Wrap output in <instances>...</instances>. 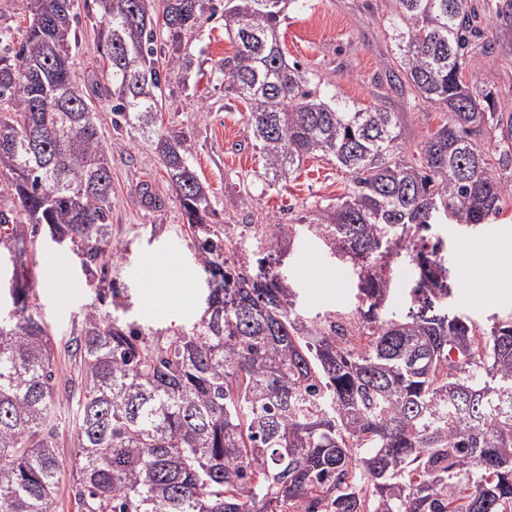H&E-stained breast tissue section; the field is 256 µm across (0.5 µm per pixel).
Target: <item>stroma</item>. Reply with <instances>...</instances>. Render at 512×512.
Returning <instances> with one entry per match:
<instances>
[{
	"mask_svg": "<svg viewBox=\"0 0 512 512\" xmlns=\"http://www.w3.org/2000/svg\"><path fill=\"white\" fill-rule=\"evenodd\" d=\"M79 44L72 74L84 91L102 79L96 48L99 11L94 0H76ZM394 0H305L290 6L281 24L282 44L289 60L301 64L312 83L337 101L359 108L378 106L402 115L404 143L424 139L442 120L439 109L413 95L390 90L386 77L395 56L390 20ZM487 36L495 41L492 57L472 59L462 78L494 87L502 98L512 97V26L483 20ZM233 43L224 32L221 13L205 11L196 34L185 40L182 52L192 61L188 76H173L165 90V126L182 133L190 158L209 187L215 223L228 239L249 234L251 225L291 223L311 216L316 207L335 203L349 186V176L335 162L308 159L298 177L268 188L260 145L247 128L246 103L228 93L220 72ZM99 129L110 147L112 165V240L126 253L113 265L110 277L125 284L131 295L127 318L143 320L163 331L192 323L203 313L199 289L191 300L146 314L141 297L140 271L146 259L176 254L188 270L196 264L189 250L188 227L152 141L120 136L112 128V103L94 98ZM149 185L155 207L145 206L142 185ZM249 207H238L243 195ZM448 257L460 262L467 249L487 243L502 246L503 263L512 262V202L488 224L483 234L460 238L455 225L444 228ZM35 258L37 304L52 337L55 352V387L58 402L52 421L56 445L63 461H70L77 445L78 405L84 399L82 360L75 339L82 333L83 311L94 298L86 288V275L72 255L48 239H39ZM288 282L297 294V309L312 318L331 311L355 309L354 285L342 262L324 243L306 235L297 240L285 259ZM452 306L478 322L492 314L512 310V279L493 281L489 265L474 264L460 273L451 297Z\"/></svg>",
	"mask_w": 512,
	"mask_h": 512,
	"instance_id": "35a3bbf8",
	"label": "stroma"
}]
</instances>
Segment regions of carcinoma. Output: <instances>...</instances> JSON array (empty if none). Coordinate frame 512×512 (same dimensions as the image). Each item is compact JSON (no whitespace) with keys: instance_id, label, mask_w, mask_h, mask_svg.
<instances>
[{"instance_id":"1","label":"carcinoma","mask_w":512,"mask_h":512,"mask_svg":"<svg viewBox=\"0 0 512 512\" xmlns=\"http://www.w3.org/2000/svg\"><path fill=\"white\" fill-rule=\"evenodd\" d=\"M112 128L155 141L207 288L201 321L156 338L101 312L123 305L108 267L109 146L72 81L75 0H28L19 41L0 30V255L12 318L0 323V512H57L63 462L51 421L54 348L32 304L38 237L85 256L97 303L77 349L86 395L70 495L78 512H512V314L487 328L448 315L452 271L436 224L476 229L512 201V102L461 72L490 57L479 18L512 0H396L391 88L446 118L402 141L401 115L348 110L312 86L280 39L299 0H224L234 44L220 71L247 103L268 188L311 157L349 191L310 221L267 224L266 255H237L209 224V187L162 121L169 77L206 0H95ZM494 139V151L481 141ZM349 263L353 318L308 319L276 247L303 235ZM412 269L387 315L389 259Z\"/></svg>"}]
</instances>
